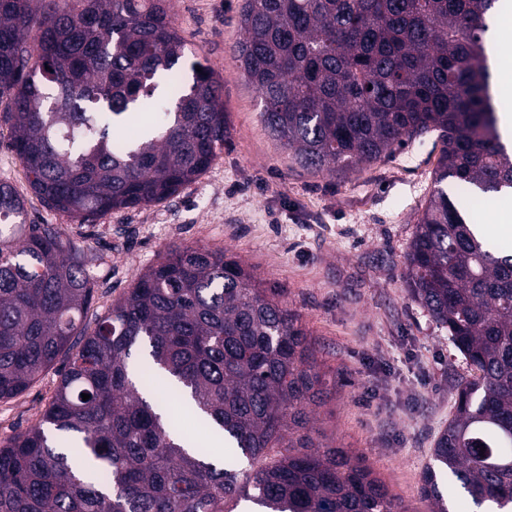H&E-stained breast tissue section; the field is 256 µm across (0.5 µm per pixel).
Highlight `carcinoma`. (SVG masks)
<instances>
[{
	"label": "carcinoma",
	"instance_id": "obj_1",
	"mask_svg": "<svg viewBox=\"0 0 512 512\" xmlns=\"http://www.w3.org/2000/svg\"><path fill=\"white\" fill-rule=\"evenodd\" d=\"M500 8L243 0L235 55L265 126L303 167L334 172L438 134L406 283L474 377L433 460L475 505L512 512V253L495 251L463 201L512 193L485 41ZM185 53L170 0H0V120L36 195L85 223L206 172L224 146V80L200 62L185 80ZM131 117L135 140L120 134ZM91 295L81 249L60 224L26 223L0 180V401L68 360L40 422L0 442V512H224L242 498L267 512H401L362 460L320 444L313 414L328 389L314 342L279 289L224 250L168 247L87 333ZM153 380L174 383L250 468L196 447ZM422 491L448 512L432 467Z\"/></svg>",
	"mask_w": 512,
	"mask_h": 512
}]
</instances>
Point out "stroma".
<instances>
[{
	"label": "stroma",
	"instance_id": "stroma-1",
	"mask_svg": "<svg viewBox=\"0 0 512 512\" xmlns=\"http://www.w3.org/2000/svg\"><path fill=\"white\" fill-rule=\"evenodd\" d=\"M242 0H172L188 62L224 79V147L196 181L151 206L81 223L32 191L0 122V180L28 221L59 224L93 256V331L136 276L170 245L223 249L299 314L331 395L315 413L323 445L373 470L403 512H431L421 486L432 448L470 370L446 329L409 295L407 252L434 189L441 143L432 135L394 155L336 173L302 168L263 124L260 98L234 55ZM59 381L43 372L0 402V440L37 425Z\"/></svg>",
	"mask_w": 512,
	"mask_h": 512
}]
</instances>
